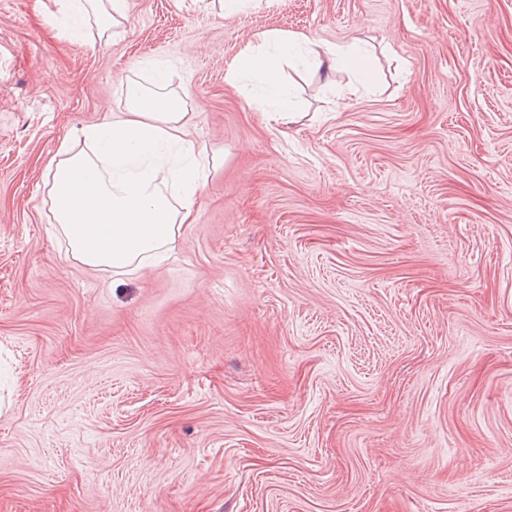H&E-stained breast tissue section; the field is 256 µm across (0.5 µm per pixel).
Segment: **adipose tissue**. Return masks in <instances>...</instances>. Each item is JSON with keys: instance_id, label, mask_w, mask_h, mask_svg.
I'll return each mask as SVG.
<instances>
[{"instance_id": "obj_1", "label": "adipose tissue", "mask_w": 512, "mask_h": 512, "mask_svg": "<svg viewBox=\"0 0 512 512\" xmlns=\"http://www.w3.org/2000/svg\"><path fill=\"white\" fill-rule=\"evenodd\" d=\"M299 50L303 61L338 63L340 46H322L302 34L266 31L246 45L229 66L267 77V107L273 120L287 121L277 107V54ZM127 110L112 122L82 131L85 149L61 144L47 165L48 197L55 228L74 261L93 270L129 274L160 259L182 225L194 220L208 164L186 138L191 119L182 99L126 87Z\"/></svg>"}]
</instances>
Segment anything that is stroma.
I'll return each instance as SVG.
<instances>
[{
	"label": "stroma",
	"mask_w": 512,
	"mask_h": 512,
	"mask_svg": "<svg viewBox=\"0 0 512 512\" xmlns=\"http://www.w3.org/2000/svg\"><path fill=\"white\" fill-rule=\"evenodd\" d=\"M271 30L366 57L276 124ZM160 79L195 221L88 272L45 164ZM0 512H512V0H0ZM127 0H59L60 11L65 15L78 17L87 23L92 17H101L115 21V17L123 18ZM271 47L282 54H288L289 51L298 48L301 51V59L305 62H312L317 67L325 62L336 65L340 60L353 54L352 51H346L340 46L319 45L302 34H285L279 31L263 32L258 45L248 43L243 47L229 65V72L233 77H236L238 72L242 70H249L258 75L267 76L269 78V95L268 108L266 107L265 112H272L270 113L271 118L283 123H286L287 119L290 122L291 115H287L277 107L281 90L275 77H272L275 75L276 57L268 51Z\"/></svg>",
	"instance_id": "stroma-1"
}]
</instances>
